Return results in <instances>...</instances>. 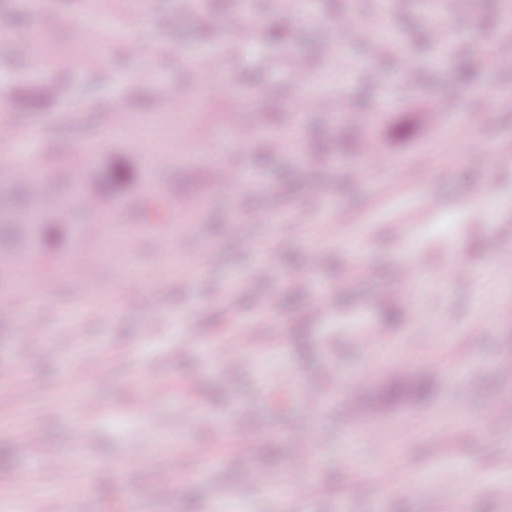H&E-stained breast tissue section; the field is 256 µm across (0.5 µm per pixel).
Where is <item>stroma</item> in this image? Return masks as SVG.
Masks as SVG:
<instances>
[{"instance_id": "obj_1", "label": "stroma", "mask_w": 512, "mask_h": 512, "mask_svg": "<svg viewBox=\"0 0 512 512\" xmlns=\"http://www.w3.org/2000/svg\"><path fill=\"white\" fill-rule=\"evenodd\" d=\"M252 36L234 38L238 0H56L33 15L26 0H0L12 34H37L49 65L0 45V198L19 204L12 167L52 156L63 196L72 177L108 190L109 215L73 210L85 227L76 275L44 269L31 304L21 284L0 287L19 317L0 319V482L13 480L18 425L56 450L34 494L37 512H88L55 497L57 466L92 455L103 466L104 506L126 512H210L216 494L232 512H512V0H249ZM452 15L445 43L433 23ZM142 53L128 55L126 39ZM224 54L235 96L205 93L211 54ZM418 60L415 76L398 53ZM303 59L311 81L273 67ZM276 138L275 151L227 153L226 132ZM385 165L348 175L360 144ZM258 176L251 185L211 178L219 160ZM439 208L425 211L427 198ZM275 215L253 224L254 211ZM176 239L173 261L155 249ZM412 287V298L402 290ZM133 296L127 307L121 297ZM31 314L43 326L27 335ZM247 332L261 358L223 355L217 343ZM127 353L122 361L105 349ZM182 379L188 400L132 407L137 372ZM362 378L356 395L340 378ZM326 393L318 414L304 397ZM239 432L272 449L271 479L313 484L303 504L257 490L250 458L211 453ZM186 447L171 462L170 445ZM313 450L309 473L292 458ZM137 459L126 463L127 452ZM384 463L390 480L353 485L348 463ZM487 479L439 500L434 485Z\"/></svg>"}]
</instances>
